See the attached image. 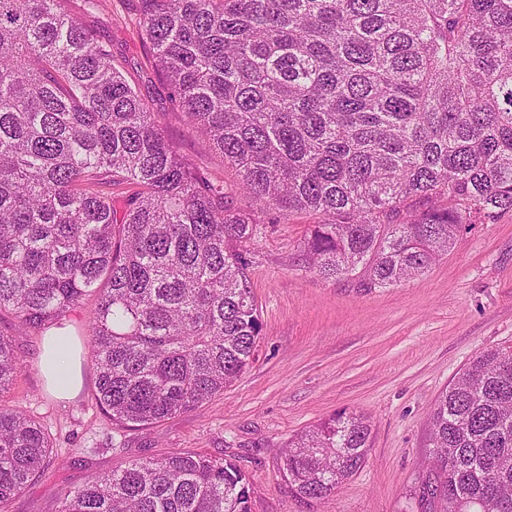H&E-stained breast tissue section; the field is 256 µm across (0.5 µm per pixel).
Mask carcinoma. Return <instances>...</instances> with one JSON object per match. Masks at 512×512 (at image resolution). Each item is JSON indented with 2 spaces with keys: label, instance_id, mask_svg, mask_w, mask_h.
<instances>
[{
  "label": "carcinoma",
  "instance_id": "obj_1",
  "mask_svg": "<svg viewBox=\"0 0 512 512\" xmlns=\"http://www.w3.org/2000/svg\"><path fill=\"white\" fill-rule=\"evenodd\" d=\"M70 0H0V313L36 333L95 300L94 398L119 428L231 386L262 332L245 271L253 215L192 166ZM172 102L269 209L318 216L299 247L372 291L424 273L465 225L512 212V0H140ZM23 361L0 330V403ZM426 512H512V346L435 401ZM367 416L288 439L304 501L364 464ZM53 462L0 406V512ZM57 512H251L236 462L198 452L92 475Z\"/></svg>",
  "mask_w": 512,
  "mask_h": 512
}]
</instances>
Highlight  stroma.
Segmentation results:
<instances>
[{"label":"stroma","mask_w":512,"mask_h":512,"mask_svg":"<svg viewBox=\"0 0 512 512\" xmlns=\"http://www.w3.org/2000/svg\"><path fill=\"white\" fill-rule=\"evenodd\" d=\"M81 17L111 41L113 63L130 85L161 108L180 155L234 190L238 207L257 210L236 192V172L223 156L168 107L148 59L138 0H95ZM257 212L247 280L262 339L249 368L201 407L114 429L91 395L92 370L83 372L74 398L57 399L38 368L40 338L17 333L24 368L6 401L40 421L58 457L6 512H56L91 475L172 450L240 464L251 512H421L418 485L432 448L435 400L480 352L512 343V216L477 225L424 273L365 292L301 264L298 246L314 215ZM340 411L369 416L366 461L336 494L306 503L282 481L277 447Z\"/></svg>","instance_id":"obj_1"}]
</instances>
